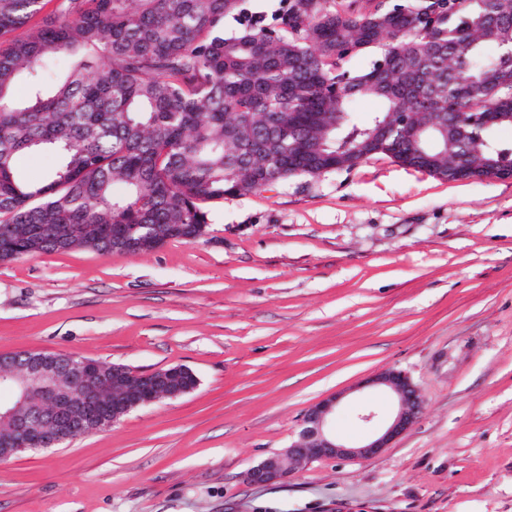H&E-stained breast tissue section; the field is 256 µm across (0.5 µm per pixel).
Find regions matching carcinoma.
<instances>
[{"mask_svg":"<svg viewBox=\"0 0 512 512\" xmlns=\"http://www.w3.org/2000/svg\"><path fill=\"white\" fill-rule=\"evenodd\" d=\"M0 0V261L85 248L138 254L208 226L204 204L377 155L440 180L512 173V0H288L230 35L242 0ZM380 53L353 73L347 58ZM384 102L359 124L352 103ZM402 114L388 139L376 132ZM58 162L34 183L16 161ZM124 192L117 194L114 186ZM149 224L122 249L84 229Z\"/></svg>","mask_w":512,"mask_h":512,"instance_id":"carcinoma-1","label":"carcinoma"}]
</instances>
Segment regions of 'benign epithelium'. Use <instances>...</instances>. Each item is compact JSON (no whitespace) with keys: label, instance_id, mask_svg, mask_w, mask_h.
<instances>
[{"label":"benign epithelium","instance_id":"obj_1","mask_svg":"<svg viewBox=\"0 0 512 512\" xmlns=\"http://www.w3.org/2000/svg\"><path fill=\"white\" fill-rule=\"evenodd\" d=\"M192 371L174 367L138 374L127 367L107 371L89 358L29 355L24 363L12 353L0 354V386L9 385L20 395L25 413L0 406V423H7L6 440L0 443L4 457L52 448L78 437L100 432L132 410L160 398L176 399L193 390L186 383ZM124 384L127 396L105 398L107 379ZM382 386L396 396L398 408L389 424L363 444L349 446L330 431L329 418L342 394H332L310 406L301 418L298 439L286 454H271L243 475L253 485H268L288 477V464L315 458H368L379 454L417 421L421 407L419 390L402 371L390 370L365 382Z\"/></svg>","mask_w":512,"mask_h":512}]
</instances>
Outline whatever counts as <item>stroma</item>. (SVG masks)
Instances as JSON below:
<instances>
[{"mask_svg":"<svg viewBox=\"0 0 512 512\" xmlns=\"http://www.w3.org/2000/svg\"><path fill=\"white\" fill-rule=\"evenodd\" d=\"M206 236L141 254L0 262V353L30 349L197 387L111 428L0 461V512H512V179L446 182L374 156L209 204ZM407 373L423 410L368 458L244 472L303 413L357 444L396 411L366 386Z\"/></svg>","mask_w":512,"mask_h":512,"instance_id":"obj_1","label":"stroma"}]
</instances>
